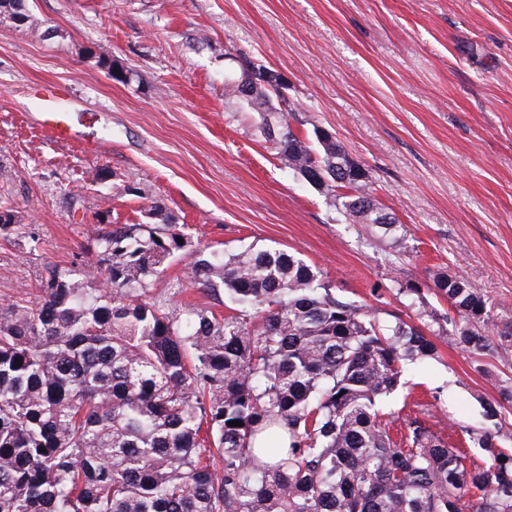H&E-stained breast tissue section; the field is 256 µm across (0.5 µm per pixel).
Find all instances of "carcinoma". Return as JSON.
I'll return each instance as SVG.
<instances>
[{
    "label": "carcinoma",
    "instance_id": "obj_1",
    "mask_svg": "<svg viewBox=\"0 0 512 512\" xmlns=\"http://www.w3.org/2000/svg\"><path fill=\"white\" fill-rule=\"evenodd\" d=\"M246 84L229 75L224 95L258 114L253 136L324 178L339 221L404 249L336 138L301 137L294 104ZM151 215L96 225L95 263L49 264L36 300L0 305V512H512V448L498 441L512 387L484 404L485 426L462 429L465 448L423 408L394 438L381 410L405 363L438 357L434 337L479 355L497 351L492 330L512 343L473 280L433 276L443 315L395 281L415 325L336 296L298 253L247 247L191 268L226 312L172 308L149 286L192 241L162 206Z\"/></svg>",
    "mask_w": 512,
    "mask_h": 512
}]
</instances>
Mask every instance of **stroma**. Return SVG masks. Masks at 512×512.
Returning <instances> with one entry per match:
<instances>
[{
  "mask_svg": "<svg viewBox=\"0 0 512 512\" xmlns=\"http://www.w3.org/2000/svg\"><path fill=\"white\" fill-rule=\"evenodd\" d=\"M0 22V303L37 296L47 264L85 251L103 212L145 224L161 204L192 245L150 295L204 304L186 279L197 250L300 253L337 296L409 318L394 280L469 276L512 321V0H26ZM287 79L300 135L333 133L403 224L390 255L361 224L255 141L256 113L224 95L228 53ZM122 70L116 81L102 68ZM53 86L79 137L54 141L35 96ZM110 177L100 182L99 170ZM130 184V196L119 187ZM406 366L383 410L426 404L440 429L478 427L482 402L512 386V345L479 356L437 340Z\"/></svg>",
  "mask_w": 512,
  "mask_h": 512,
  "instance_id": "obj_1",
  "label": "stroma"
}]
</instances>
